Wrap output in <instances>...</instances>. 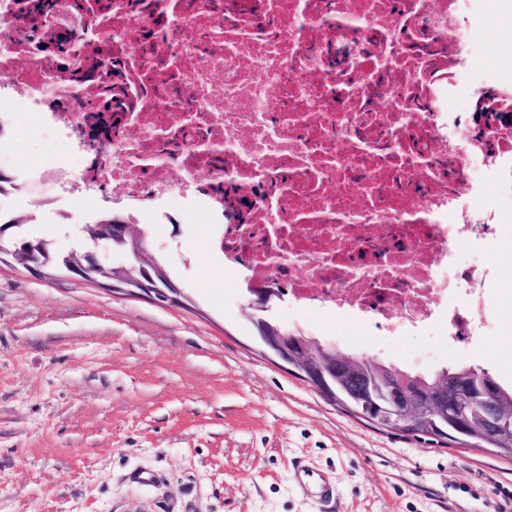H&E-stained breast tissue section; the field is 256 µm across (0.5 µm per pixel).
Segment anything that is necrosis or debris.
<instances>
[{"mask_svg":"<svg viewBox=\"0 0 512 512\" xmlns=\"http://www.w3.org/2000/svg\"><path fill=\"white\" fill-rule=\"evenodd\" d=\"M479 39L478 0H0V103L82 160L2 151L0 190L108 184L130 224L179 193L225 270L461 341L488 316L468 250L512 200V80L487 74L448 109ZM37 42L51 52L33 66Z\"/></svg>","mask_w":512,"mask_h":512,"instance_id":"1","label":"necrosis or debris"}]
</instances>
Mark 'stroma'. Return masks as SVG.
Returning a JSON list of instances; mask_svg holds the SVG:
<instances>
[{
  "label": "stroma",
  "mask_w": 512,
  "mask_h": 512,
  "mask_svg": "<svg viewBox=\"0 0 512 512\" xmlns=\"http://www.w3.org/2000/svg\"><path fill=\"white\" fill-rule=\"evenodd\" d=\"M481 0L486 50L470 81L496 69L512 79V10ZM31 165L59 161L65 143L25 131ZM174 224H146L154 250L183 291L162 306L110 282L61 269L31 274L0 262V512H512V452L480 450L368 423L322 397L293 368L264 353L250 295L212 250L190 199H164ZM70 220L19 192L0 219H28L50 248L93 250L85 213L112 212V192L72 190ZM488 324L449 344L327 319L290 299L270 316L343 350L417 371L466 361L512 382V266H496ZM336 481L326 506L292 479L296 462ZM154 473L152 483L136 475Z\"/></svg>",
  "instance_id": "1"
}]
</instances>
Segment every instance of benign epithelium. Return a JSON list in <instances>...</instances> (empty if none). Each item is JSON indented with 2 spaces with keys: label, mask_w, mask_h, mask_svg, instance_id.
I'll list each match as a JSON object with an SVG mask.
<instances>
[{
  "label": "benign epithelium",
  "mask_w": 512,
  "mask_h": 512,
  "mask_svg": "<svg viewBox=\"0 0 512 512\" xmlns=\"http://www.w3.org/2000/svg\"><path fill=\"white\" fill-rule=\"evenodd\" d=\"M94 244L106 237L119 246H128L137 262L126 266L106 263L87 252L60 253V267L84 281L100 277L112 280V288L145 295L166 305L181 304L180 289L162 269L146 258L147 241L134 224L102 225ZM26 268L39 271L50 260L47 246H26L11 252ZM263 347L278 361L295 369L323 396L342 402L361 418L383 427L407 433L423 430L434 438L459 442L482 440L496 443L512 437V412L504 409L489 392L477 384H448L441 379L424 392H416L398 378L374 384L363 379L360 361L343 355L335 344L311 338L294 348L288 334L275 331L264 337Z\"/></svg>",
  "instance_id": "7a95c632"
}]
</instances>
